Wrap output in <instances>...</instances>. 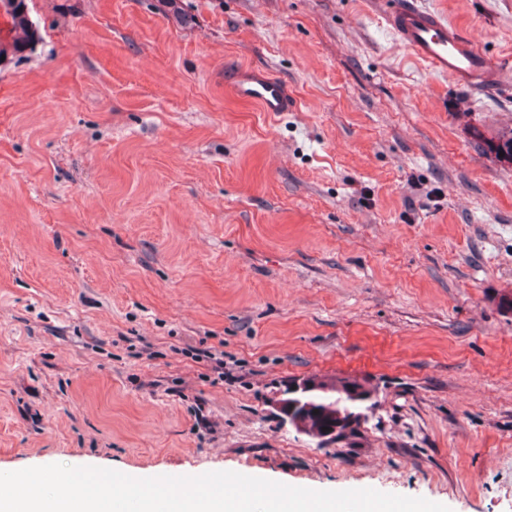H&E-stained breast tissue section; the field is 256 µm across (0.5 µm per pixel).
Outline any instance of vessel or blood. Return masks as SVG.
Masks as SVG:
<instances>
[{"instance_id":"obj_1","label":"vessel or blood","mask_w":512,"mask_h":512,"mask_svg":"<svg viewBox=\"0 0 512 512\" xmlns=\"http://www.w3.org/2000/svg\"><path fill=\"white\" fill-rule=\"evenodd\" d=\"M385 21L412 56L455 85L487 92L501 84V71L443 15L417 0H384ZM224 84L238 98L275 115L294 112L298 102L272 73L245 67L224 71Z\"/></svg>"}]
</instances>
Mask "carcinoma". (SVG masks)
I'll return each mask as SVG.
<instances>
[{"mask_svg": "<svg viewBox=\"0 0 512 512\" xmlns=\"http://www.w3.org/2000/svg\"><path fill=\"white\" fill-rule=\"evenodd\" d=\"M0 16L6 19V35L0 37V57L14 56L22 50L32 49L36 43V30L29 16L27 0H0ZM320 382L328 387L321 397L302 401L297 408L299 417L296 431L316 439L323 428L336 423L333 407L343 408L350 404V393L362 387V383L349 377H323Z\"/></svg>", "mask_w": 512, "mask_h": 512, "instance_id": "1", "label": "carcinoma"}]
</instances>
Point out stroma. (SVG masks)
Here are the masks:
<instances>
[{"label":"stroma","mask_w":512,"mask_h":512,"mask_svg":"<svg viewBox=\"0 0 512 512\" xmlns=\"http://www.w3.org/2000/svg\"><path fill=\"white\" fill-rule=\"evenodd\" d=\"M421 2L501 89L432 73L381 0H29L41 39L0 63V472L512 512V164L485 148L512 129V0ZM228 65L299 111L232 96ZM315 374L377 388L352 447L269 412ZM224 85L238 98L255 103L262 112H296L298 102L288 85L265 70L224 68Z\"/></svg>","instance_id":"1"}]
</instances>
